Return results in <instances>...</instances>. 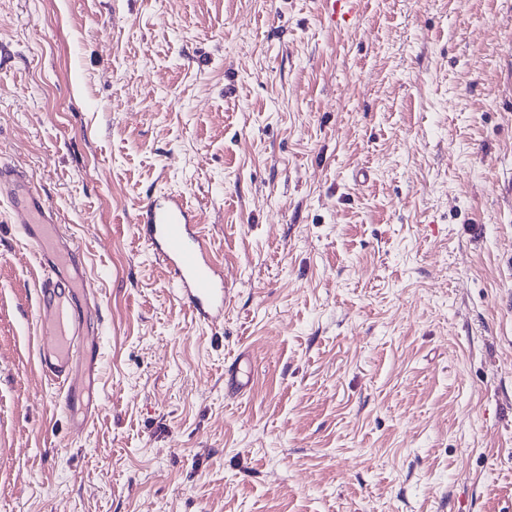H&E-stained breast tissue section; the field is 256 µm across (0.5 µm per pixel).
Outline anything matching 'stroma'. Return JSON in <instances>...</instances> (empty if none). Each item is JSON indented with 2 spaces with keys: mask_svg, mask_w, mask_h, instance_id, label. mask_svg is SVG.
Returning a JSON list of instances; mask_svg holds the SVG:
<instances>
[{
  "mask_svg": "<svg viewBox=\"0 0 512 512\" xmlns=\"http://www.w3.org/2000/svg\"><path fill=\"white\" fill-rule=\"evenodd\" d=\"M0 162L100 318L75 432L0 202V512H512V0H0ZM170 192L222 325L134 233Z\"/></svg>",
  "mask_w": 512,
  "mask_h": 512,
  "instance_id": "35a3bbf8",
  "label": "stroma"
}]
</instances>
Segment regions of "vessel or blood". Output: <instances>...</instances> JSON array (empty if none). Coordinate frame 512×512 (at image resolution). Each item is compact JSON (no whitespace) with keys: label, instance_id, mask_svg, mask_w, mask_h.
Masks as SVG:
<instances>
[{"label":"vessel or blood","instance_id":"1","mask_svg":"<svg viewBox=\"0 0 512 512\" xmlns=\"http://www.w3.org/2000/svg\"><path fill=\"white\" fill-rule=\"evenodd\" d=\"M0 199L6 200L43 273L36 321L38 370L54 385L65 410H72L78 375L99 381V363L89 354L98 311L81 249L65 233L57 209L15 166L0 162ZM134 230L168 271L181 300L196 318L214 326L224 321L231 290L211 254L197 212L182 195L143 202Z\"/></svg>","mask_w":512,"mask_h":512}]
</instances>
